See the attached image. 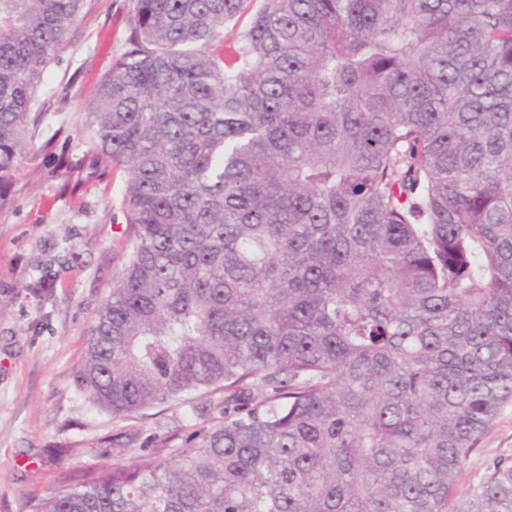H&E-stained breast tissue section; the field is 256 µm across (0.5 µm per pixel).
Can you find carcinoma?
Here are the masks:
<instances>
[{"label": "carcinoma", "instance_id": "cac0c4a2", "mask_svg": "<svg viewBox=\"0 0 512 512\" xmlns=\"http://www.w3.org/2000/svg\"><path fill=\"white\" fill-rule=\"evenodd\" d=\"M86 0H0V207ZM84 134L124 175L78 379L115 416L224 390L181 459L27 512H512L456 479L512 401V0H132ZM264 4V0H248L244 12L229 26L224 28V45L235 44L239 36L244 32L252 19V16Z\"/></svg>", "mask_w": 512, "mask_h": 512}]
</instances>
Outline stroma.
Listing matches in <instances>:
<instances>
[{
	"instance_id": "35a3bbf8",
	"label": "stroma",
	"mask_w": 512,
	"mask_h": 512,
	"mask_svg": "<svg viewBox=\"0 0 512 512\" xmlns=\"http://www.w3.org/2000/svg\"><path fill=\"white\" fill-rule=\"evenodd\" d=\"M132 0H87L60 62L47 75L44 131L22 159L11 204L0 210V512H26L59 468L127 465L149 438L177 459L183 438L216 424L189 404L119 418L77 378L89 330L120 268L125 229L118 172L56 168L53 155L89 154L87 105L127 48ZM512 460V402L489 423L457 478L468 494L501 459Z\"/></svg>"
}]
</instances>
